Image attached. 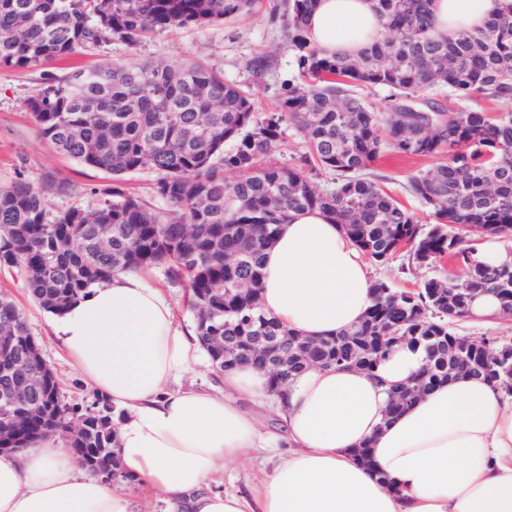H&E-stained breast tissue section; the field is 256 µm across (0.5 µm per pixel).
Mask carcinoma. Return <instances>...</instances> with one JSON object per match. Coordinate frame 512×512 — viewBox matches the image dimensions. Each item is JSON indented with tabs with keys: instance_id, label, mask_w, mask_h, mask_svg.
<instances>
[{
	"instance_id": "1",
	"label": "carcinoma",
	"mask_w": 512,
	"mask_h": 512,
	"mask_svg": "<svg viewBox=\"0 0 512 512\" xmlns=\"http://www.w3.org/2000/svg\"><path fill=\"white\" fill-rule=\"evenodd\" d=\"M259 0H0V68L39 67L78 52H101L113 42L135 46L173 27H201L250 15ZM385 35L356 59L327 56L308 40L315 0H272L294 53L298 76L284 83L277 111L257 115L246 89L202 60L168 65L144 61L105 64L49 75L25 100L40 136L58 152L112 174L92 210L48 209L47 195L70 191L66 182L35 186L19 176L0 187V266L25 275L31 298L59 315L119 271L167 267L184 284L195 310L196 334L216 371L213 337L231 347L278 336L288 365L271 375L276 391L309 366L300 335L285 329L258 303L262 251L290 214L328 212L372 262L398 252L421 267L448 262V274L415 289L378 279L363 320L315 342L322 367L342 364L374 371L393 348L378 336H409L422 349L417 373L425 390L456 376L448 345L463 337L455 323L473 296L494 295L512 310V264L478 260L466 246L487 236L512 237V0H502L485 30L432 34L431 0H374ZM388 91L378 112L354 87ZM457 103L447 105L440 90ZM497 103L496 117L471 105ZM308 151L293 166L270 163L288 126ZM406 156H441L434 169L412 177L408 192L431 211L418 223L374 180L361 175L383 146ZM156 175L157 210L124 188V176ZM232 176H227V173ZM324 172L334 188L321 192L312 176ZM470 288V293H456ZM27 354L19 374L40 383L0 414V448L13 452L47 432L69 435L79 463L98 475L116 451L114 407L103 398L63 403L54 371L32 345L23 313L0 294V322ZM469 373L512 395V378L498 355L505 343L487 340Z\"/></svg>"
}]
</instances>
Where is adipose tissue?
<instances>
[{
	"mask_svg": "<svg viewBox=\"0 0 512 512\" xmlns=\"http://www.w3.org/2000/svg\"><path fill=\"white\" fill-rule=\"evenodd\" d=\"M501 0H433L437 33L481 29ZM384 35L373 0H317L310 42L359 56ZM263 310L310 338L357 325L372 301L369 265L321 211L291 214L263 255ZM54 326L74 368L120 412L123 469L184 512H512V397L460 376L395 417L391 389L422 368V350L393 348L374 372L311 367L275 397L282 431L260 432L241 397L261 396L269 376L252 366L222 372L224 389H173L193 372L196 332L138 273H115ZM369 444L371 464L355 448ZM288 446V457L251 496L209 489L221 463L247 449ZM0 512H127L111 483L88 475L63 439L36 438L0 454Z\"/></svg>",
	"mask_w": 512,
	"mask_h": 512,
	"instance_id": "1",
	"label": "adipose tissue"
}]
</instances>
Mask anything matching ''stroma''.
<instances>
[{
  "instance_id": "35a3bbf8",
  "label": "stroma",
  "mask_w": 512,
  "mask_h": 512,
  "mask_svg": "<svg viewBox=\"0 0 512 512\" xmlns=\"http://www.w3.org/2000/svg\"><path fill=\"white\" fill-rule=\"evenodd\" d=\"M260 57L266 58L268 66L258 72L253 63ZM144 58L173 65L197 58L204 60L223 72L225 80L252 90L262 114L275 111L282 83L297 74L294 55L279 21L264 8L248 16L201 28L171 29L146 38L135 47L116 42L105 53L77 54L36 68H1L0 186L9 184L20 174L37 186L48 180L64 181L71 190L65 195H49L50 211L95 208L99 202L97 192L111 184V175L56 152L39 136L24 102L41 86L45 75H59L76 67L103 63L124 65ZM437 163L434 157H406L386 148L366 174L377 179L387 193L416 213L421 223L428 224L432 221L429 210L411 196L406 187L412 176L431 170ZM0 292L10 295L22 311L45 360L58 375L64 403L82 405L93 400L94 390L65 360L51 329L52 314L29 297L18 270H0ZM287 455L284 448L273 453L252 454L247 460L220 471L214 486L231 493H246Z\"/></svg>"
}]
</instances>
